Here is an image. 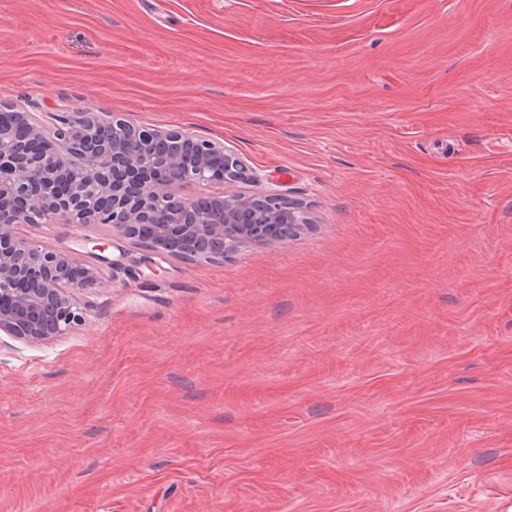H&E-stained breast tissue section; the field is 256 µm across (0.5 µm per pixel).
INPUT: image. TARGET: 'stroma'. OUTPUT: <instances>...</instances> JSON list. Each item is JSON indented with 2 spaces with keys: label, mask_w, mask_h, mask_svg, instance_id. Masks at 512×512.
I'll list each match as a JSON object with an SVG mask.
<instances>
[{
  "label": "stroma",
  "mask_w": 512,
  "mask_h": 512,
  "mask_svg": "<svg viewBox=\"0 0 512 512\" xmlns=\"http://www.w3.org/2000/svg\"><path fill=\"white\" fill-rule=\"evenodd\" d=\"M0 104L224 144L314 224L110 240L85 325L0 342V512H512V0H0Z\"/></svg>",
  "instance_id": "stroma-1"
}]
</instances>
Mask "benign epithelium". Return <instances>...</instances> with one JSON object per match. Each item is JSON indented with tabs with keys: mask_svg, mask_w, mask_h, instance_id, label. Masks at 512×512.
Segmentation results:
<instances>
[{
	"mask_svg": "<svg viewBox=\"0 0 512 512\" xmlns=\"http://www.w3.org/2000/svg\"><path fill=\"white\" fill-rule=\"evenodd\" d=\"M17 117L32 140L43 144L39 156L13 143L0 128V335L25 343L52 341L86 321L81 296L98 287L101 266L84 263L71 252L55 251L20 237V224L60 222L76 229L103 226L114 238L133 240L141 224L155 225L152 250L180 258L197 247L225 257L242 247H260L301 235L310 228L299 203L275 190L244 196L243 180L259 181L255 171L221 144L201 141L186 131L136 128L114 118L85 114L59 116L48 127L32 112ZM112 125V148L97 140L102 125ZM198 144L192 162L179 153L154 160L155 140ZM98 153L110 164L98 168ZM224 155V178L214 180L209 158ZM167 177L151 175L155 163ZM194 184L206 192L181 196L177 185ZM100 196L112 197V210L97 209Z\"/></svg>",
	"mask_w": 512,
	"mask_h": 512,
	"instance_id": "benign-epithelium-1",
	"label": "benign epithelium"
}]
</instances>
